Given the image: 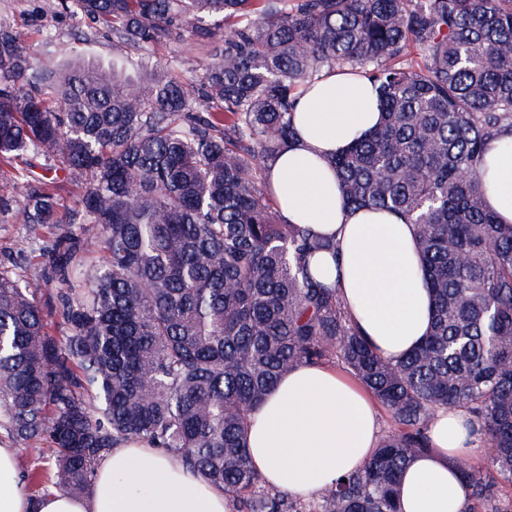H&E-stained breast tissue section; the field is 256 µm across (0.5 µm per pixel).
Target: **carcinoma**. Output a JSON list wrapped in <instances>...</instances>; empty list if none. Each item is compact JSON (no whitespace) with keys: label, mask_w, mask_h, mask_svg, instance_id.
I'll use <instances>...</instances> for the list:
<instances>
[{"label":"carcinoma","mask_w":512,"mask_h":512,"mask_svg":"<svg viewBox=\"0 0 512 512\" xmlns=\"http://www.w3.org/2000/svg\"><path fill=\"white\" fill-rule=\"evenodd\" d=\"M118 47L190 33L197 91L163 69L39 68L0 27V215L29 225L42 282L0 268V429L54 449L80 496L129 440L162 448L237 512H399V476L461 408L512 483V224L486 210L479 165L512 127V0H61ZM421 63L404 62L410 48ZM365 74L382 124L336 155L353 207L415 225L433 297L424 343L391 361L361 335L309 258L336 245L282 224L258 175L295 135L299 90ZM27 155L25 173L12 172ZM66 173L77 207L60 214ZM55 285L56 337L37 300ZM337 359L387 411L367 465L303 501L269 489L245 443L250 412L288 369ZM468 512H502L463 460Z\"/></svg>","instance_id":"cac0c4a2"}]
</instances>
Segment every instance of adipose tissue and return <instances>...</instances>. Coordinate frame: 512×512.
Here are the masks:
<instances>
[{"label":"adipose tissue","instance_id":"1","mask_svg":"<svg viewBox=\"0 0 512 512\" xmlns=\"http://www.w3.org/2000/svg\"><path fill=\"white\" fill-rule=\"evenodd\" d=\"M378 93L361 74L332 72L301 89L296 137L270 161L266 182L285 221L335 243L310 269L338 290L353 322L383 357H405L426 338L433 299L411 224L395 213L350 208L334 155L377 128ZM487 210L512 223V129L487 145L481 166ZM380 436L375 403L364 386L324 365H299L250 414L246 445L256 470L275 491L308 499L341 474L363 468ZM430 447L404 469L400 512H467L469 488L457 468L475 451L459 409L435 413ZM0 512H231L223 488L187 471L144 442L113 449L84 497L25 494L16 451L0 445Z\"/></svg>","mask_w":512,"mask_h":512}]
</instances>
